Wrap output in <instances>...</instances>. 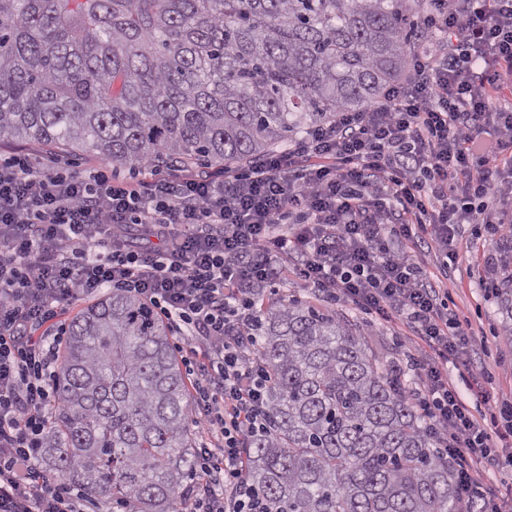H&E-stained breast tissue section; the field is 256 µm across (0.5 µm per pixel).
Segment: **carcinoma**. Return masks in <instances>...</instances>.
I'll return each instance as SVG.
<instances>
[{"label": "carcinoma", "mask_w": 512, "mask_h": 512, "mask_svg": "<svg viewBox=\"0 0 512 512\" xmlns=\"http://www.w3.org/2000/svg\"><path fill=\"white\" fill-rule=\"evenodd\" d=\"M412 0H0V139L112 164L226 165L361 111L402 75ZM493 285L512 343V253ZM267 431L248 479L272 512H460L454 465L361 330L308 301L258 297ZM45 434L52 476L121 512H180L200 491L171 329L114 290L67 325Z\"/></svg>", "instance_id": "cac0c4a2"}]
</instances>
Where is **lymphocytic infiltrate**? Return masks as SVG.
<instances>
[{
  "mask_svg": "<svg viewBox=\"0 0 512 512\" xmlns=\"http://www.w3.org/2000/svg\"><path fill=\"white\" fill-rule=\"evenodd\" d=\"M404 78L360 112L340 111L288 151L223 177L146 161L145 179L72 174L0 158V512H87L44 470L43 437L63 315L102 289L150 301L181 331L208 438L189 512H270L244 450L266 426L256 362V286L293 261L306 288L400 322L429 348L410 393L462 463L464 503L501 512L477 473L512 446V403L482 377L470 406L448 379L467 327L427 269L456 260L461 225L512 234V0H429Z\"/></svg>",
  "mask_w": 512,
  "mask_h": 512,
  "instance_id": "obj_1",
  "label": "lymphocytic infiltrate"
}]
</instances>
